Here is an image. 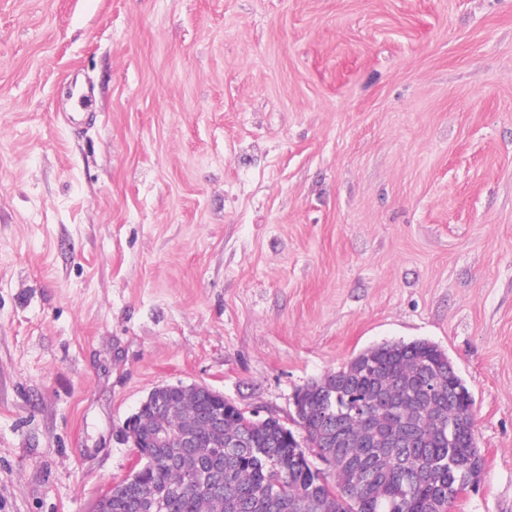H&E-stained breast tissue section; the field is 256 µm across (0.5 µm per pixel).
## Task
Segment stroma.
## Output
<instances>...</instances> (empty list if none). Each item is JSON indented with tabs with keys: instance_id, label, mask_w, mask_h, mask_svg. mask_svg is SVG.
Returning <instances> with one entry per match:
<instances>
[{
	"instance_id": "stroma-1",
	"label": "stroma",
	"mask_w": 512,
	"mask_h": 512,
	"mask_svg": "<svg viewBox=\"0 0 512 512\" xmlns=\"http://www.w3.org/2000/svg\"><path fill=\"white\" fill-rule=\"evenodd\" d=\"M386 340L472 396L448 512H512V0H0V512H92L155 387L292 429Z\"/></svg>"
}]
</instances>
